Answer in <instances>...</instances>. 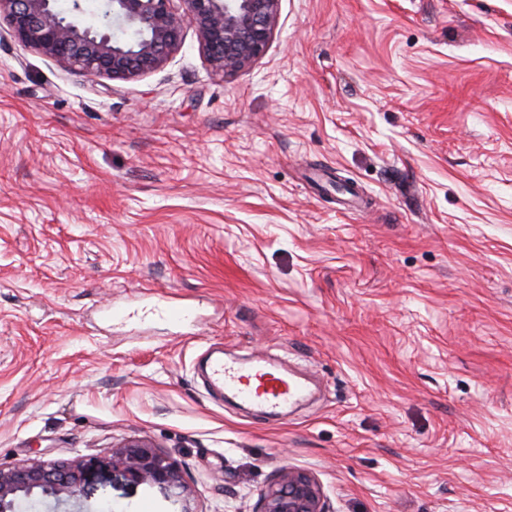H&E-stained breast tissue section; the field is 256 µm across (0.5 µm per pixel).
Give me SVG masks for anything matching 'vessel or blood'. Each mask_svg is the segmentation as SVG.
Masks as SVG:
<instances>
[{
	"label": "vessel or blood",
	"instance_id": "obj_1",
	"mask_svg": "<svg viewBox=\"0 0 512 512\" xmlns=\"http://www.w3.org/2000/svg\"><path fill=\"white\" fill-rule=\"evenodd\" d=\"M208 380L213 389L228 391L243 403L270 411L300 399L304 390L300 381L287 375L260 365H231L220 357L210 360Z\"/></svg>",
	"mask_w": 512,
	"mask_h": 512
}]
</instances>
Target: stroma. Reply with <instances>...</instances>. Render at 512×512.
<instances>
[{
  "mask_svg": "<svg viewBox=\"0 0 512 512\" xmlns=\"http://www.w3.org/2000/svg\"><path fill=\"white\" fill-rule=\"evenodd\" d=\"M190 308L113 323L112 309ZM211 349L309 381L214 399ZM169 454L197 512H512V0H281L132 81L0 34V465ZM89 504L172 512L105 471ZM261 501L258 512H332L315 477L300 471H284L261 494Z\"/></svg>",
  "mask_w": 512,
  "mask_h": 512,
  "instance_id": "35a3bbf8",
  "label": "stroma"
}]
</instances>
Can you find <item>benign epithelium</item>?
<instances>
[{
    "instance_id": "1",
    "label": "benign epithelium",
    "mask_w": 512,
    "mask_h": 512,
    "mask_svg": "<svg viewBox=\"0 0 512 512\" xmlns=\"http://www.w3.org/2000/svg\"><path fill=\"white\" fill-rule=\"evenodd\" d=\"M281 0H102L101 21L82 23L83 0L62 14L56 0H0V19L23 46L61 67L93 78L133 80L160 68L194 28L210 68L234 75L260 58L278 23ZM130 484L156 488L194 512L193 494L171 457L148 439H128L108 457H82L46 464L32 459L0 466V512H18L21 502L51 499L81 508L89 478L105 470ZM260 512H330L312 475L288 470L261 494Z\"/></svg>"
}]
</instances>
